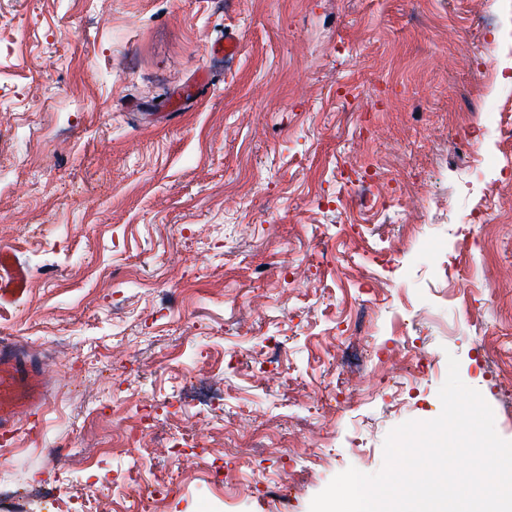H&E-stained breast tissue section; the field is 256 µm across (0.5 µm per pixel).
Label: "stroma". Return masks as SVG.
<instances>
[{
	"label": "stroma",
	"instance_id": "35a3bbf8",
	"mask_svg": "<svg viewBox=\"0 0 512 512\" xmlns=\"http://www.w3.org/2000/svg\"><path fill=\"white\" fill-rule=\"evenodd\" d=\"M493 13L512 37V0H0V250L29 275L0 337L55 372L0 438V512L101 484L123 512L133 465L175 479L155 512H309L440 414L451 355L512 441V179L484 166L512 144L468 136Z\"/></svg>",
	"mask_w": 512,
	"mask_h": 512
}]
</instances>
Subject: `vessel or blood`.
Returning <instances> with one entry per match:
<instances>
[{"mask_svg":"<svg viewBox=\"0 0 512 512\" xmlns=\"http://www.w3.org/2000/svg\"><path fill=\"white\" fill-rule=\"evenodd\" d=\"M27 278L11 254L0 253V303L13 302L27 291ZM51 397L43 362L17 342L0 341V434L14 432L20 421L41 412Z\"/></svg>","mask_w":512,"mask_h":512,"instance_id":"vessel-or-blood-1","label":"vessel or blood"}]
</instances>
